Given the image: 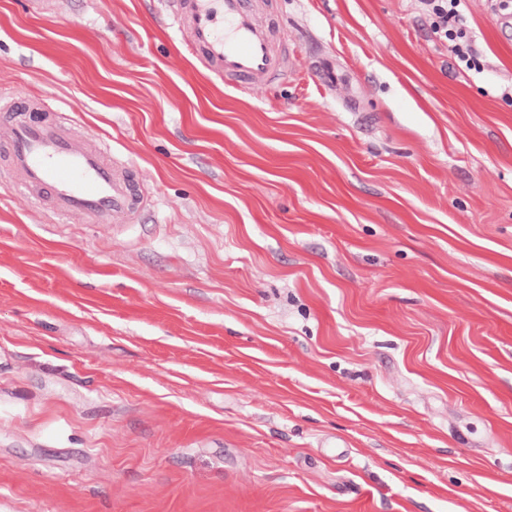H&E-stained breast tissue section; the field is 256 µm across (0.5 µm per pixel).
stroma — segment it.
Masks as SVG:
<instances>
[{
    "mask_svg": "<svg viewBox=\"0 0 512 512\" xmlns=\"http://www.w3.org/2000/svg\"><path fill=\"white\" fill-rule=\"evenodd\" d=\"M60 2L0 0V91L153 203L0 184V512H512V18L466 0L470 70L419 0H273L250 95L165 0Z\"/></svg>",
    "mask_w": 512,
    "mask_h": 512,
    "instance_id": "obj_1",
    "label": "stroma"
}]
</instances>
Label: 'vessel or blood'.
<instances>
[{"instance_id": "b4317fda", "label": "vessel or blood", "mask_w": 512, "mask_h": 512, "mask_svg": "<svg viewBox=\"0 0 512 512\" xmlns=\"http://www.w3.org/2000/svg\"><path fill=\"white\" fill-rule=\"evenodd\" d=\"M170 20L187 52L227 86L250 93L287 75L265 0H172ZM32 108L26 97L0 98V110L10 115L0 126L10 181L30 198H50L56 215L132 223L148 199L134 191L130 161L108 162L109 143L36 120Z\"/></svg>"}]
</instances>
